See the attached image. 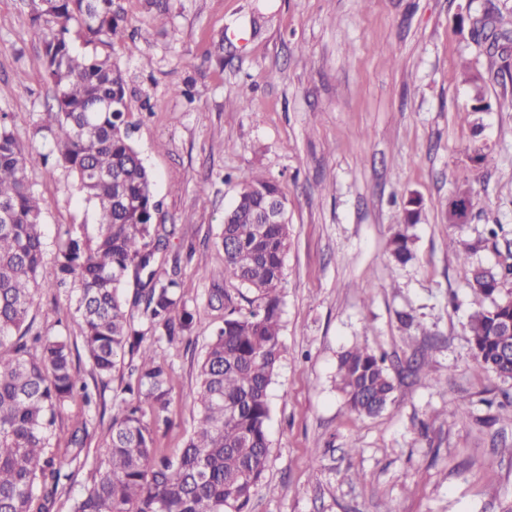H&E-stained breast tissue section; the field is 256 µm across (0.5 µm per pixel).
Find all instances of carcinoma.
<instances>
[{
	"label": "carcinoma",
	"instance_id": "cac0c4a2",
	"mask_svg": "<svg viewBox=\"0 0 512 512\" xmlns=\"http://www.w3.org/2000/svg\"><path fill=\"white\" fill-rule=\"evenodd\" d=\"M41 27L43 65L56 88L34 136L44 164L74 177L73 191L94 212L92 229L65 231L53 256L54 279L40 280L45 260V201L28 174V157L8 120L0 115V512H52L57 496L86 471L73 512H250L253 493L269 464L270 387L281 341V285L290 224H263L267 202H286L279 182L253 175L242 183L224 213L220 244L231 276L251 290L256 309L242 314L235 297L214 289L209 305L224 309L198 368L193 394L196 423L175 455L157 446L169 427L172 367L162 344L191 337L197 309L180 293L181 254L170 253L175 224L155 222L159 203L153 180L132 138L125 75L111 56L75 53L74 39L120 45L133 55L124 18L114 0H37L31 15ZM476 38L489 54L504 53L512 29L489 9L476 21ZM117 109H105V101ZM475 206L461 188L445 205L448 223L466 224ZM475 245H465L460 265L473 290L490 300L469 321L471 350L484 370L512 375V297L502 290L512 264L497 269L472 265ZM394 262L413 257L404 230L389 241ZM135 275L137 288L126 282ZM64 294L80 327L91 362L85 376L70 338L48 335L29 319L36 294ZM140 310L135 322L131 309ZM119 393L109 423L105 391L114 373ZM339 390L349 408L374 416L395 386L383 358L368 348L344 352ZM82 412L66 447L54 443L59 418L74 401ZM107 425L102 457L84 454L89 424Z\"/></svg>",
	"mask_w": 512,
	"mask_h": 512
}]
</instances>
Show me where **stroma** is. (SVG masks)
Listing matches in <instances>:
<instances>
[{
  "label": "stroma",
  "mask_w": 512,
  "mask_h": 512,
  "mask_svg": "<svg viewBox=\"0 0 512 512\" xmlns=\"http://www.w3.org/2000/svg\"><path fill=\"white\" fill-rule=\"evenodd\" d=\"M30 0H0V113L29 150L46 201L48 251L93 221L64 169H46L33 132L54 95ZM114 0L139 46L111 55L127 70L133 138L154 181L158 220L181 229V293L197 306L191 340L166 347L169 417L158 445L175 453L195 418L188 395L223 310L252 292L225 268L224 212L243 179L263 172L287 198L291 245L282 284L283 352L270 389V462L251 512H506L512 506V378L481 369L468 343L480 299L459 269L512 254V50L488 55L471 34L512 0ZM248 93V105L239 102ZM493 157L476 164V152ZM470 187L469 223L446 201ZM419 224L403 225L410 197ZM499 225L497 238L485 230ZM407 229L414 258L394 266L390 237ZM42 291L31 311L48 334L78 337L72 309ZM385 357L394 400L375 417L336 388L340 355ZM424 368L411 374L410 365Z\"/></svg>",
  "instance_id": "stroma-1"
}]
</instances>
